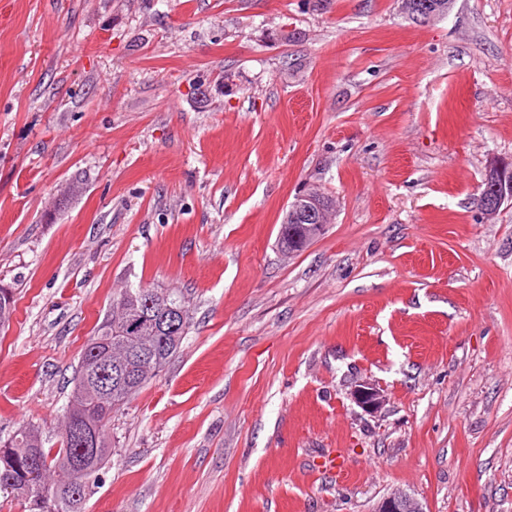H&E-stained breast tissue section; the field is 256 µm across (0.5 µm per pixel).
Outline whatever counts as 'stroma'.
<instances>
[{
	"label": "stroma",
	"mask_w": 512,
	"mask_h": 512,
	"mask_svg": "<svg viewBox=\"0 0 512 512\" xmlns=\"http://www.w3.org/2000/svg\"><path fill=\"white\" fill-rule=\"evenodd\" d=\"M512 0H0V440L125 288L190 328L85 512H512ZM335 202L286 255L302 191ZM378 383L381 412L355 385ZM485 207L488 209L497 207L500 209L505 202H512V167H492L490 168L485 187L482 192ZM498 209V210H499ZM497 210V211H498ZM356 403L368 413H377L385 403L383 390L372 381H363L353 391ZM372 512H427L424 503L402 489H394L377 501Z\"/></svg>",
	"instance_id": "35a3bbf8"
}]
</instances>
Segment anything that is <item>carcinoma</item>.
I'll return each instance as SVG.
<instances>
[{"mask_svg":"<svg viewBox=\"0 0 512 512\" xmlns=\"http://www.w3.org/2000/svg\"><path fill=\"white\" fill-rule=\"evenodd\" d=\"M437 5L441 10H448L450 0H409L408 15L413 20L421 21L419 7L425 3ZM154 294L175 307L185 306L184 298L172 291H158L150 288H129L121 291L112 301V313L107 315L97 326L94 336L89 340L79 361L77 378L71 398L64 411V416L80 420L97 428L99 445L93 454H81L79 448L67 436H62L60 448L50 453L43 446V436L39 428L27 426L5 441L8 451L0 450V493L6 494L24 505L26 512H36L30 507L26 484L34 465L39 463L44 468L63 471L61 463L72 458L85 460V471L78 476L64 475V479L42 488L50 497L53 512H85L88 481L98 474L112 456V440L106 428L112 419V412L124 406L155 373L161 371L171 356L180 348L187 335L189 322L179 325L174 331L144 332L139 336L137 346L152 353L151 366H142L134 370V375L120 384L112 386V392L100 396L96 390L79 384L83 375L93 376L98 368V361L105 353L106 347L115 338V331L121 327L119 306L136 312L141 306L142 296Z\"/></svg>","mask_w":512,"mask_h":512,"instance_id":"1","label":"carcinoma"}]
</instances>
